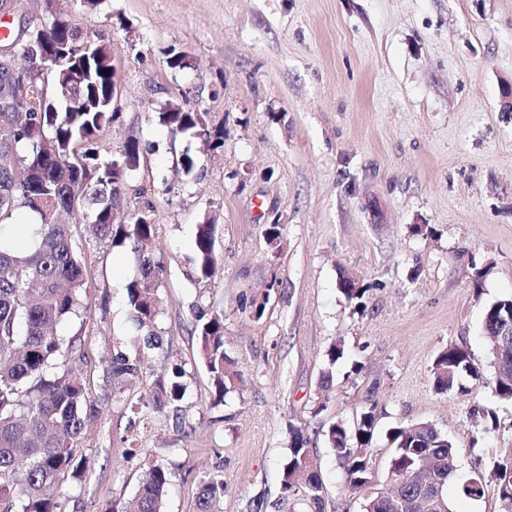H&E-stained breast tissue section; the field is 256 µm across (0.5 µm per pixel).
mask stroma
I'll list each match as a JSON object with an SVG mask.
<instances>
[{
    "instance_id": "obj_1",
    "label": "stroma",
    "mask_w": 512,
    "mask_h": 512,
    "mask_svg": "<svg viewBox=\"0 0 512 512\" xmlns=\"http://www.w3.org/2000/svg\"><path fill=\"white\" fill-rule=\"evenodd\" d=\"M117 68L120 117L103 153L142 146L123 214L151 204L166 271L158 297L162 348L114 390L113 353L134 354L125 302L133 253L78 232L88 308L60 323L72 365L89 384L95 418L77 440L93 462L61 480L64 512H106L134 498L144 458L171 472L165 512H196L199 483L224 479L218 512H294L280 497L292 432L316 450L324 512H360L323 433L375 409L376 489L392 455L389 428L429 422L461 459L448 488L455 512H500L485 480L478 499L455 487L512 448V404L487 430L474 409L490 391L440 394L432 367L448 344L488 364L484 307L512 296V0H60ZM185 64L171 66L173 57ZM201 113L224 133L215 148L172 135L166 103ZM200 159L198 180L179 172ZM217 226L219 270L199 278L197 224ZM282 237L271 246L267 224ZM431 228L416 233L415 225ZM367 287L358 311L340 273ZM267 298L254 318L251 299ZM223 315L224 346L243 381L216 399L193 333L198 310ZM346 356L320 392L326 351ZM186 369L180 418L140 409L170 362ZM325 410H317L319 401Z\"/></svg>"
}]
</instances>
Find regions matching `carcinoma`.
Masks as SVG:
<instances>
[{
    "label": "carcinoma",
    "instance_id": "obj_1",
    "mask_svg": "<svg viewBox=\"0 0 512 512\" xmlns=\"http://www.w3.org/2000/svg\"><path fill=\"white\" fill-rule=\"evenodd\" d=\"M85 38L61 12L39 22L32 28L36 45L27 59L33 87L59 86L64 80L68 92L57 93L43 108L29 112L0 96V512H63L60 500L47 490L66 473L85 470L90 463L74 445L92 421L85 410L89 388L69 366L74 342L56 331L58 324L87 309L82 297L87 270L75 242L77 225L62 223V215L79 209L87 219L84 230L93 238L130 246L136 269L126 284V305L137 341L148 349L161 343L157 290L165 266L155 253L151 207L141 208L127 224L112 223V208L122 205L125 180L142 149L135 140L120 157L112 158L93 147L101 129L119 118L112 102L116 70L107 46L87 53ZM158 118L175 134L224 146V133L211 132L199 112L169 103ZM21 210L31 213L34 222H16ZM192 262L201 277L215 276L216 225L210 221L196 225ZM337 287L355 309H364L368 288L347 287L344 274ZM510 311L512 297L496 300L483 311L491 397L501 403L512 402V335H499L500 319ZM194 333L222 400L242 381L235 360L224 349V317L201 313ZM139 372L138 358L121 351L112 355V380L122 383ZM184 376L182 365H171L166 379L157 381L141 406L181 411ZM467 379L483 381L484 367L468 349L448 345L434 361L435 390L464 393ZM374 431L371 409L362 412L352 428L338 420L325 431L344 473L345 489L360 501L361 512H453L447 488L458 470L459 450L426 422L389 430V471L436 484V505L422 506L421 490L412 483L403 486L393 506L376 494L359 492L373 479L368 449ZM314 452L311 438L300 429L294 431L280 489L284 498L300 497L309 512H322L321 472L315 467L304 476L305 462ZM490 474L501 512H512V450L493 461ZM170 475L164 464L151 463L148 479L124 512H164ZM458 493L470 499L481 496L482 476L459 485ZM223 496L224 480L202 479L198 512H215Z\"/></svg>",
    "mask_w": 512,
    "mask_h": 512
}]
</instances>
